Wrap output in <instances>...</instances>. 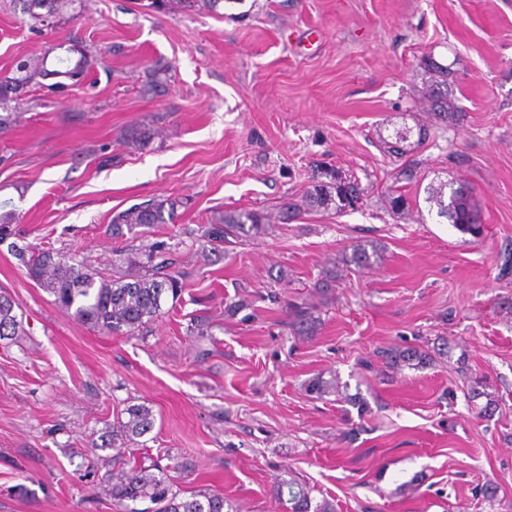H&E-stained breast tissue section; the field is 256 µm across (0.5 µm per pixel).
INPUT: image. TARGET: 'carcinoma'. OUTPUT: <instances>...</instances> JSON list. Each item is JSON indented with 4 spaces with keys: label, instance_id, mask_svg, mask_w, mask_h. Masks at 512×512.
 <instances>
[{
    "label": "carcinoma",
    "instance_id": "cac0c4a2",
    "mask_svg": "<svg viewBox=\"0 0 512 512\" xmlns=\"http://www.w3.org/2000/svg\"><path fill=\"white\" fill-rule=\"evenodd\" d=\"M241 0H150L147 8L158 11L183 12L205 9L224 16V3ZM21 14L29 17L35 25L42 27L63 17L64 10L75 0H13ZM79 59L74 66L61 72L49 71L42 59L20 61L8 71H0V108L18 99L24 86L39 77L63 75L69 79L82 77L89 67L88 56L77 50ZM429 75V111L435 119L446 122L458 113L455 97L449 92L448 68L433 61L424 66ZM155 130L140 124L131 128L126 143L134 149H144L155 138ZM417 140H411L412 136ZM426 136L422 125L412 128L402 126L394 129V136L379 137L384 150L389 154L403 155L417 148ZM361 200L358 182L339 169H326L322 178L315 181L301 197V203L288 205V212L299 214L303 211L342 214L356 208ZM425 202L429 209L436 210L464 234L478 236L483 231L482 209L479 199L470 187L462 181H450L427 188ZM184 201L177 197H166L148 203L135 204L123 211L112 214V236L121 238L124 232L153 224L173 223L178 208ZM392 214L403 217L411 208L406 195L398 190L389 194ZM269 216L260 210H226L220 213L214 223L205 225L200 235L203 249H215L221 244H231L247 236L264 234L268 230ZM141 260L138 266L142 273L131 281L108 280L77 255L66 256L51 248L42 249L31 255L21 251L18 259L26 274L45 292L54 297V302L66 310L73 311L79 322L90 325L106 335L133 336L162 314V299L167 292L176 299L183 288V275L176 270H166V263L158 261L156 247L139 250ZM380 261V249L372 241H360L352 245L351 252L342 256L339 263L345 267L371 268ZM15 302L6 291H0V340L18 334L21 321L14 311ZM288 326L294 335L308 338L317 335L322 325L317 307L307 302L288 303ZM448 354V346L435 352L422 347L398 346L381 352L385 364L398 369L403 366H421L434 361V355ZM339 380H326L321 375L310 378L305 390L323 397L339 393ZM125 417H116L112 422V443H121L113 455L112 473L108 492L118 501L135 502L149 500L158 505L155 512H224L227 501L219 494L195 491L190 497L180 496L171 488L168 475L162 468L151 472L135 462V447L139 438L150 432L154 415L150 407L131 405L124 410ZM275 500L288 504V512H335V505L327 499L313 502L307 485L290 480L277 484L273 490Z\"/></svg>",
    "mask_w": 512,
    "mask_h": 512
}]
</instances>
